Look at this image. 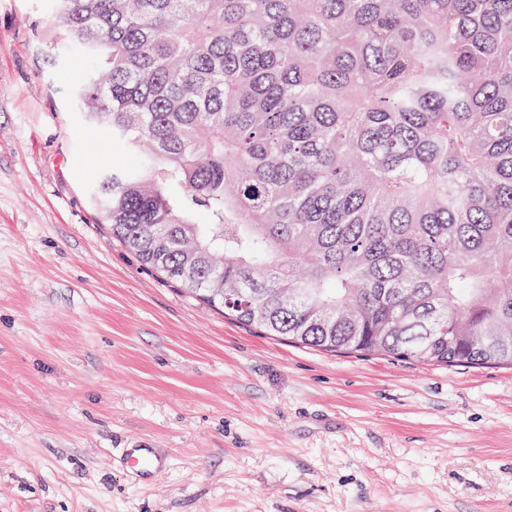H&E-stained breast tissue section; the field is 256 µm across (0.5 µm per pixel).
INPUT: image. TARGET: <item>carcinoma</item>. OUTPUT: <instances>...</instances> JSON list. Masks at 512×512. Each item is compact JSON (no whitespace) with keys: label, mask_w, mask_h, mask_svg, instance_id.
<instances>
[{"label":"carcinoma","mask_w":512,"mask_h":512,"mask_svg":"<svg viewBox=\"0 0 512 512\" xmlns=\"http://www.w3.org/2000/svg\"><path fill=\"white\" fill-rule=\"evenodd\" d=\"M99 223L265 336L512 367V0H53Z\"/></svg>","instance_id":"1"}]
</instances>
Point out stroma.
Wrapping results in <instances>:
<instances>
[{
    "label": "stroma",
    "mask_w": 512,
    "mask_h": 512,
    "mask_svg": "<svg viewBox=\"0 0 512 512\" xmlns=\"http://www.w3.org/2000/svg\"><path fill=\"white\" fill-rule=\"evenodd\" d=\"M52 12L0 0V512H512V369L270 338L112 240ZM143 440L149 485L113 462Z\"/></svg>",
    "instance_id": "35a3bbf8"
}]
</instances>
